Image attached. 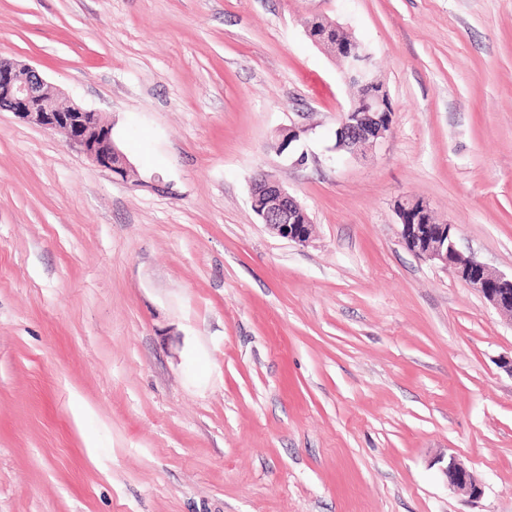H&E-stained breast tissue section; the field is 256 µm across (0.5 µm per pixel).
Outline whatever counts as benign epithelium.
<instances>
[{
    "instance_id": "1",
    "label": "benign epithelium",
    "mask_w": 512,
    "mask_h": 512,
    "mask_svg": "<svg viewBox=\"0 0 512 512\" xmlns=\"http://www.w3.org/2000/svg\"><path fill=\"white\" fill-rule=\"evenodd\" d=\"M335 54L348 60L346 80L359 79L367 95L342 113L336 131L339 147L351 152L362 143L374 144L391 130L393 113L387 111L386 90L367 67L355 70L356 46L338 43ZM0 111L12 113L19 121L58 133L94 166L124 178L127 161L112 138V127L101 113L77 104L62 106L59 90L47 83L30 65L0 58ZM251 205L264 224L276 235L296 244L307 243L313 224L306 209L275 177L268 174L251 180ZM400 236L415 256L451 272L478 293L496 311L512 316V275L492 270L482 261L463 255L456 247V226L435 224L429 205L418 198L395 201ZM448 488L478 499L483 493L480 479L456 456L450 454L443 467Z\"/></svg>"
}]
</instances>
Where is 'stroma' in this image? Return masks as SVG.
Returning <instances> with one entry per match:
<instances>
[{
	"label": "stroma",
	"mask_w": 512,
	"mask_h": 512,
	"mask_svg": "<svg viewBox=\"0 0 512 512\" xmlns=\"http://www.w3.org/2000/svg\"><path fill=\"white\" fill-rule=\"evenodd\" d=\"M317 17L390 97L358 154ZM1 57L102 112L129 175L0 112V512H512V318L394 211L512 273V0H0ZM258 174L251 180V205L276 235L296 244L307 243L313 222L306 209L275 177ZM258 176V177H257ZM394 211L401 239L411 253L449 270L496 311L512 316V274L498 273L475 257L464 256L456 247V226L433 224L432 211L424 200L400 198ZM449 489L463 492L472 499H479L483 493L480 479L469 470L456 456L448 455L446 466L443 467Z\"/></svg>",
	"instance_id": "35a3bbf8"
}]
</instances>
